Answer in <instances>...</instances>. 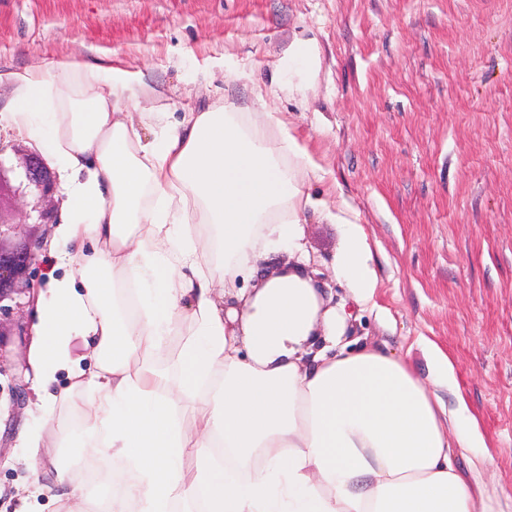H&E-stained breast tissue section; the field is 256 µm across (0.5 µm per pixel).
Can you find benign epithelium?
Segmentation results:
<instances>
[{
  "label": "benign epithelium",
  "instance_id": "obj_1",
  "mask_svg": "<svg viewBox=\"0 0 512 512\" xmlns=\"http://www.w3.org/2000/svg\"><path fill=\"white\" fill-rule=\"evenodd\" d=\"M24 168L25 178L37 194L34 211L38 213L40 223H56L57 215L41 207L42 198L53 191L54 180L44 166L38 168L28 161ZM12 233L13 223L0 209V318H8L14 310L33 305L37 300L34 266L38 265L36 249L40 245H29L20 251L7 249L5 242Z\"/></svg>",
  "mask_w": 512,
  "mask_h": 512
}]
</instances>
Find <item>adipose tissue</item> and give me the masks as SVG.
<instances>
[{
  "mask_svg": "<svg viewBox=\"0 0 512 512\" xmlns=\"http://www.w3.org/2000/svg\"><path fill=\"white\" fill-rule=\"evenodd\" d=\"M11 80L12 124L70 178L60 237L94 246L80 281L51 284L35 387L81 418L80 447L133 466L112 512H476L454 458L482 447L477 420L435 392L454 382L449 356L430 346L424 380L380 349L335 350L348 315L303 264L258 272L259 254L301 251L315 212L346 226L337 276L361 301L376 285L362 227L304 192L314 163L292 131L269 139L272 113L229 103L145 140L117 118L141 96L118 70L64 61ZM75 335L96 366L72 371L86 405L50 391ZM177 335L176 396L154 360Z\"/></svg>",
  "mask_w": 512,
  "mask_h": 512,
  "instance_id": "ef3b65f1",
  "label": "adipose tissue"
}]
</instances>
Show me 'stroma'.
I'll return each mask as SVG.
<instances>
[{"label":"stroma","instance_id":"stroma-1","mask_svg":"<svg viewBox=\"0 0 512 512\" xmlns=\"http://www.w3.org/2000/svg\"><path fill=\"white\" fill-rule=\"evenodd\" d=\"M297 39L312 43L313 68L270 92ZM65 59L120 69L144 90L145 137L265 100L315 164L305 191L361 224L372 251L376 287L359 306L333 267L343 225L312 216L304 226L307 271L348 303L345 341L394 352L423 377L427 343L450 356L456 385L439 395L450 409L465 400L485 442L456 465L482 488L476 512H512V0H0V113L8 74ZM0 143L6 164L24 152L56 173L40 203L65 212L55 160L5 124ZM34 203L25 190L0 196L11 248L46 241L41 277L76 275L91 244L59 241ZM39 318L27 306L0 322V512H18L37 484L32 512H65L21 431L42 432L68 470L81 455L79 417L30 390Z\"/></svg>","mask_w":512,"mask_h":512}]
</instances>
